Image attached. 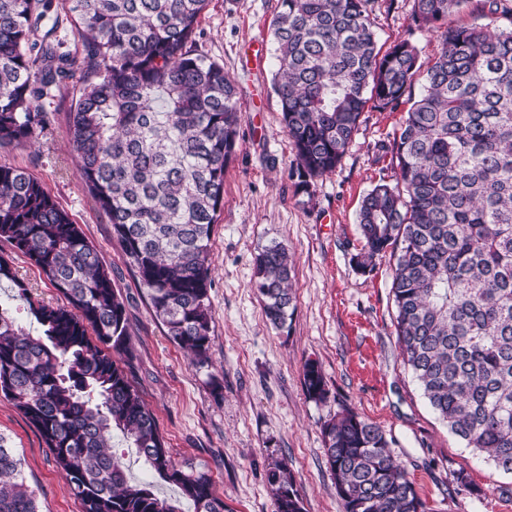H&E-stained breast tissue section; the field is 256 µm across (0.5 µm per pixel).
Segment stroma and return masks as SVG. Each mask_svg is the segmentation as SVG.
Listing matches in <instances>:
<instances>
[{"instance_id":"stroma-1","label":"stroma","mask_w":512,"mask_h":512,"mask_svg":"<svg viewBox=\"0 0 512 512\" xmlns=\"http://www.w3.org/2000/svg\"><path fill=\"white\" fill-rule=\"evenodd\" d=\"M412 0L374 4L382 49L407 39L421 62L440 48L435 34L411 29ZM277 0H210L192 44L223 65L240 94L236 153L224 176V208L214 226L210 360L193 363L168 336L112 238V226L81 183L67 113L72 87L48 104L50 123L32 147H0V164L43 181L97 247L127 305L129 353L117 358L153 411L175 463L206 474L230 512H276L268 477L291 469L304 512H344L326 462L322 428L343 407L376 423L391 442L428 512H512V475L452 435L404 365L390 291L393 260L359 272L357 211L377 182L394 181L386 145L403 110L366 108L348 151L317 180L312 202L294 193L293 149L272 89L273 44L266 40ZM275 242L295 262L294 313L281 327L266 319L254 286L255 258ZM316 363L326 400L308 397L305 363ZM0 435L22 459L40 512H83L37 430L0 397ZM466 488H458L457 475Z\"/></svg>"}]
</instances>
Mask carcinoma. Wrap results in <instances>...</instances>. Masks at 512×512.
Returning <instances> with one entry per match:
<instances>
[{
    "mask_svg": "<svg viewBox=\"0 0 512 512\" xmlns=\"http://www.w3.org/2000/svg\"><path fill=\"white\" fill-rule=\"evenodd\" d=\"M77 55L57 36L54 0H0V145L26 146L48 123L46 102L81 72L68 112L79 176L157 319L193 361H209V242L236 152L237 85L193 53L209 0H69ZM375 0H278L271 21L272 87L295 151V194L346 154L368 105L406 101L392 152L395 183L363 198L361 272L391 252V292L404 363L448 430L512 474V29L451 26L468 0H413L411 25L441 48L427 63L402 40L377 49ZM422 81L418 100L412 88ZM37 267L67 304L33 297L13 258L8 282L40 326L0 298V395L50 448L84 512H181L150 484L132 483L112 452L118 430L149 470L177 485L195 512H228L203 473L171 459L156 419L112 354L129 353L124 298L97 248L46 185L0 164V240ZM294 260L273 243L256 258L267 320L295 307ZM309 398H327L319 366H304ZM344 512H426L380 428L351 409L323 426ZM277 512H303L286 463L271 471ZM0 512H40L22 462L0 436Z\"/></svg>",
    "mask_w": 512,
    "mask_h": 512,
    "instance_id": "carcinoma-1",
    "label": "carcinoma"
}]
</instances>
